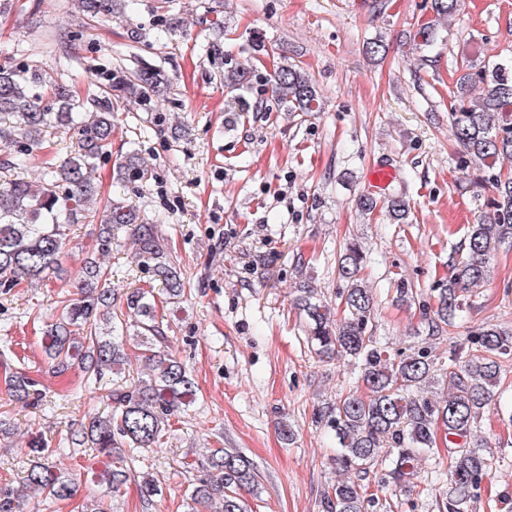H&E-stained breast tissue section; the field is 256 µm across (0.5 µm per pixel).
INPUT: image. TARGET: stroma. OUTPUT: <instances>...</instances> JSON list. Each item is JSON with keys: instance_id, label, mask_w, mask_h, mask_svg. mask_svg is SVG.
Here are the masks:
<instances>
[{"instance_id": "35a3bbf8", "label": "stroma", "mask_w": 512, "mask_h": 512, "mask_svg": "<svg viewBox=\"0 0 512 512\" xmlns=\"http://www.w3.org/2000/svg\"><path fill=\"white\" fill-rule=\"evenodd\" d=\"M36 7L14 0L0 15V63L36 61L56 80L84 83L87 69L150 64L173 77L167 98L127 106L118 115L114 148H136L153 166L148 187L132 183L126 198L180 265L192 293L179 309L157 306L168 351L190 369L197 400L185 409L160 447L140 452L118 497L101 480L110 461L91 449L53 456L75 484L57 512H182L206 449L236 448L259 475L250 512H321L337 480L336 443L319 423L324 403L355 386L358 369L320 360L304 341V318L293 305L301 285L335 302L344 286L337 264L344 246L368 253L363 279L378 302L376 334L391 349L428 340L422 307L463 255L468 225L482 223L494 191L476 185L475 169L455 141L448 90L463 60L512 61V0H463L433 46L414 42L431 15L428 0H121L116 14L93 23L81 40L54 45L55 36L81 22L76 0ZM222 20L223 30L212 23ZM175 35L159 37L165 23ZM139 40H131V31ZM273 53L254 64L251 88L221 83L227 61L248 56L252 34ZM221 39L222 57L204 47ZM383 41L377 56L367 41ZM299 65L319 91L311 112L277 102L265 77L277 66ZM399 176L385 197L404 199L406 223H390L384 209L357 205L365 175L381 161ZM101 213H89L67 232L63 278L27 283L0 294V373H25L37 382L38 407L13 400L0 382V487L25 495L33 448L58 447L67 434L110 412L109 401L76 391L79 367L56 374L42 349V329L58 316L60 295L75 293L84 258L93 254ZM120 246L106 264L112 286L125 295L151 280L135 257L130 230L116 231ZM414 298L396 299L397 282ZM493 324L512 331V240L492 257L486 287L469 297L461 320L431 341L444 358L453 342ZM295 437L283 439L281 425ZM477 434L493 452V469L480 486L476 512H505L512 501V422L484 414ZM152 474L163 493L143 502L138 484ZM364 482L384 512H437L448 490V450L428 455L410 494Z\"/></svg>"}]
</instances>
